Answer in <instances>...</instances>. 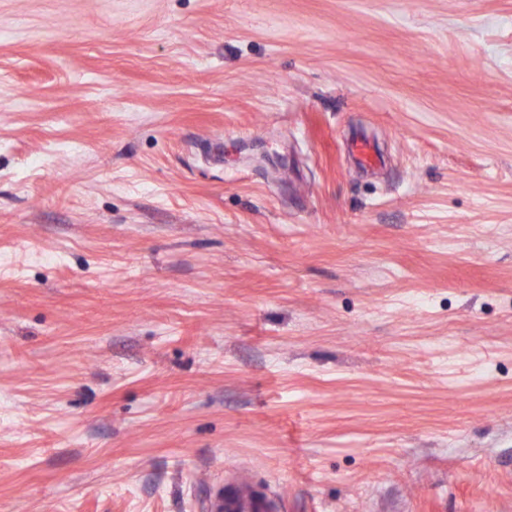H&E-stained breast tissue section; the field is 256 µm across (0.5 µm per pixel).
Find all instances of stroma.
<instances>
[{
	"label": "stroma",
	"mask_w": 512,
	"mask_h": 512,
	"mask_svg": "<svg viewBox=\"0 0 512 512\" xmlns=\"http://www.w3.org/2000/svg\"><path fill=\"white\" fill-rule=\"evenodd\" d=\"M0 254V512H512V0H0ZM280 509L275 499L249 485L216 492L208 502L209 512H279Z\"/></svg>",
	"instance_id": "obj_1"
}]
</instances>
